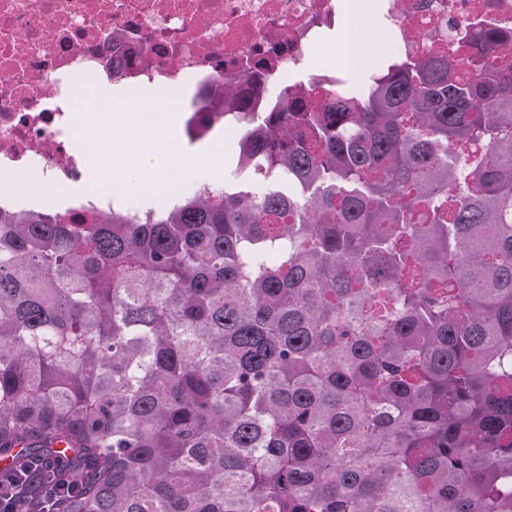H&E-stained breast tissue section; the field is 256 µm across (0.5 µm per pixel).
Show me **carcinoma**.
<instances>
[{"instance_id": "cac0c4a2", "label": "carcinoma", "mask_w": 512, "mask_h": 512, "mask_svg": "<svg viewBox=\"0 0 512 512\" xmlns=\"http://www.w3.org/2000/svg\"><path fill=\"white\" fill-rule=\"evenodd\" d=\"M238 182L0 210V488L26 512H512V80L230 92Z\"/></svg>"}]
</instances>
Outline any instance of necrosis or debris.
<instances>
[{"instance_id":"necrosis-or-debris-1","label":"necrosis or debris","mask_w":512,"mask_h":512,"mask_svg":"<svg viewBox=\"0 0 512 512\" xmlns=\"http://www.w3.org/2000/svg\"><path fill=\"white\" fill-rule=\"evenodd\" d=\"M356 15L385 42L384 65L430 56H484L482 30L502 34L496 54L512 74V0H0V209L27 205L67 223L111 213L108 191L85 190L75 205H48L81 182L85 147L78 138L77 96L119 81L132 97L152 86L173 105L189 89L225 86L255 97L263 77L306 72L307 91L347 86L349 54L319 64L336 45L341 22ZM43 187L29 199L25 185Z\"/></svg>"}]
</instances>
